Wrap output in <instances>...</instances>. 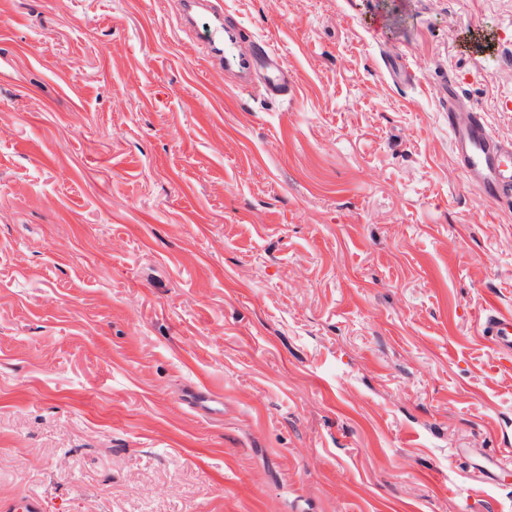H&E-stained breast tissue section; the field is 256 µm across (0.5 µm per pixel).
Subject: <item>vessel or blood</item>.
Wrapping results in <instances>:
<instances>
[{"label":"vessel or blood","mask_w":512,"mask_h":512,"mask_svg":"<svg viewBox=\"0 0 512 512\" xmlns=\"http://www.w3.org/2000/svg\"><path fill=\"white\" fill-rule=\"evenodd\" d=\"M179 18L193 27L205 49V60L213 67L244 76L253 68L251 59L236 50V36L224 27V12L213 0H180ZM453 153L464 173L482 183L490 198L512 187V145L498 140L481 115L469 113L465 121L449 117ZM481 333L501 349L512 352V315L491 309L479 319ZM182 401L189 410L207 416L224 413V396L208 388H186Z\"/></svg>","instance_id":"obj_1"}]
</instances>
